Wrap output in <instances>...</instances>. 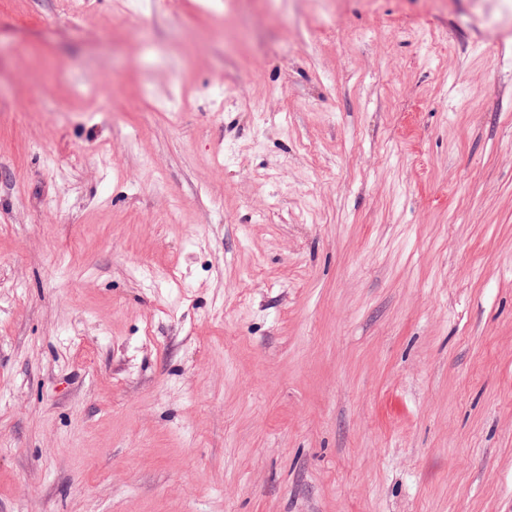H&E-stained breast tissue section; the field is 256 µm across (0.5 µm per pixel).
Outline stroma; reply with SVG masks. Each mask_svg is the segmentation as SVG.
Masks as SVG:
<instances>
[{"label": "stroma", "mask_w": 512, "mask_h": 512, "mask_svg": "<svg viewBox=\"0 0 512 512\" xmlns=\"http://www.w3.org/2000/svg\"><path fill=\"white\" fill-rule=\"evenodd\" d=\"M0 512H512V0H0Z\"/></svg>", "instance_id": "35a3bbf8"}]
</instances>
